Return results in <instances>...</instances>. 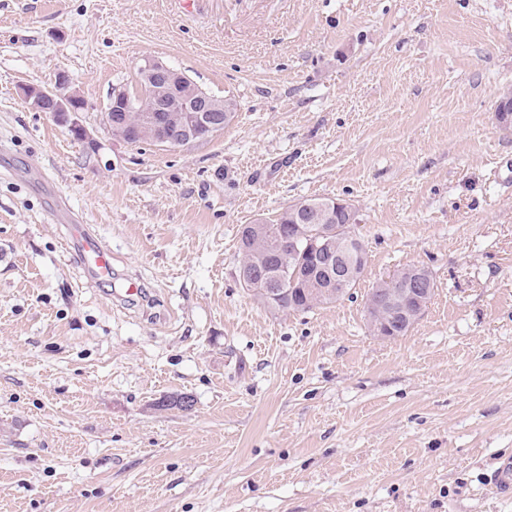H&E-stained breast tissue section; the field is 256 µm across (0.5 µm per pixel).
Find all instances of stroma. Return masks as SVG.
I'll return each instance as SVG.
<instances>
[{
	"label": "stroma",
	"instance_id": "35a3bbf8",
	"mask_svg": "<svg viewBox=\"0 0 512 512\" xmlns=\"http://www.w3.org/2000/svg\"><path fill=\"white\" fill-rule=\"evenodd\" d=\"M148 59L235 98L230 125L113 136ZM62 70L81 138L19 96ZM510 89L512 0H0V512H512L487 480L512 455ZM34 157L111 278L71 260ZM315 196L353 205L363 277L269 311L239 230ZM413 265L430 302L374 335L369 288Z\"/></svg>",
	"mask_w": 512,
	"mask_h": 512
}]
</instances>
